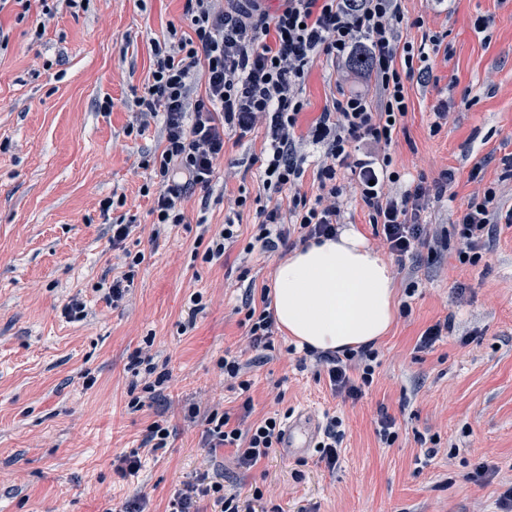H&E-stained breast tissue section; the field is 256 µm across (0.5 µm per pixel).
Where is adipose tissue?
<instances>
[{"label":"adipose tissue","instance_id":"adipose-tissue-1","mask_svg":"<svg viewBox=\"0 0 512 512\" xmlns=\"http://www.w3.org/2000/svg\"><path fill=\"white\" fill-rule=\"evenodd\" d=\"M269 297L280 330L319 351L372 343L396 314L389 265L353 228L280 261Z\"/></svg>","mask_w":512,"mask_h":512}]
</instances>
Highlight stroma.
<instances>
[{
  "label": "stroma",
  "mask_w": 512,
  "mask_h": 512,
  "mask_svg": "<svg viewBox=\"0 0 512 512\" xmlns=\"http://www.w3.org/2000/svg\"><path fill=\"white\" fill-rule=\"evenodd\" d=\"M408 19L401 39L441 44L425 62L424 81H409V110L391 147L403 183L449 171L454 181L429 202L431 224H451L484 188L496 187L502 210H512V0H401ZM184 0H88L43 16L33 0L24 19L0 10L8 33L0 52V512H120L135 498L146 512H166L175 490L196 474L223 477L241 495H271L256 512H497L512 486V224H499L476 266L454 251L433 260L388 256L401 267L393 278L396 316L375 345L374 380L356 400L334 395L314 367L298 370L277 333L273 356L257 359L243 339L237 286L248 267L256 288L271 286L280 254L243 248L255 210L240 217L242 236L223 261L193 260L196 223L220 229L240 192L262 185L244 162L264 148L262 130L243 143L224 137V159L209 197L184 203L186 221L151 240V197L141 192L150 172L142 160L161 151L156 127L126 136L128 106L141 92L152 63V43L169 25L187 31ZM485 17L486 31L474 29ZM42 39H34L37 26ZM350 85L332 64L317 60L303 96L300 131L334 94ZM112 109L100 111L104 100ZM448 104L453 119L431 133L432 114ZM479 179H472L473 168ZM119 204L102 213L101 200ZM133 221L127 241L143 252L129 295L119 306L105 296L124 271L112 250L113 220ZM205 308L182 331L192 293ZM86 305L80 321L65 319L70 299ZM453 316L447 336L418 350L421 334ZM152 340L158 372L169 378L140 410L128 406L130 360ZM247 362L248 397L255 417L330 412L344 420L335 469L318 463L315 449L277 448L250 470L233 449L210 452L205 443L210 407L239 416L244 396L228 389L217 362ZM396 420L398 438L380 442L381 414ZM168 426L166 447L143 452L137 476L120 460L140 449L148 425ZM437 437L426 457L419 437Z\"/></svg>",
  "instance_id": "stroma-1"
}]
</instances>
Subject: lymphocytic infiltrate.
Here are the masks:
<instances>
[{
  "mask_svg": "<svg viewBox=\"0 0 512 512\" xmlns=\"http://www.w3.org/2000/svg\"><path fill=\"white\" fill-rule=\"evenodd\" d=\"M262 2L185 0L190 34L172 27L166 39L152 45L150 75L133 100L132 121L125 129L130 135L158 125L164 144L161 153L144 162L153 173L152 240H159L167 226L184 223L185 198L198 191L212 193L225 131L242 140L261 126L265 147L248 164L255 167L267 202L256 208L259 222L245 253H285L314 239L336 238L345 214L339 182L344 174L359 190L375 237L397 259L432 257L452 244L461 264L478 265L495 224L512 223V211H501L495 188L467 203L452 233H440L423 222L422 214L430 197L447 192L452 173L441 172L432 181L422 176L403 188L393 167L390 148L408 113L406 84L416 75L415 61L427 59L424 47L398 35L406 24L398 0H280L273 12ZM360 50L370 60L375 97L358 91L339 94L307 133H298L311 66L320 58L346 64ZM309 145L320 152L312 197L300 190ZM285 192L290 198L283 206L278 197ZM248 202L246 194H239L232 217L220 230L198 222L195 242L204 248L202 262L220 261L237 242L240 227L234 217ZM131 232L128 224L112 226V248L121 252L126 266L107 294L115 305L125 300L145 260L144 253L127 250ZM241 324L249 348L274 351L276 320L269 307L246 300ZM377 357L365 345L318 352L314 361L335 395L357 399L373 382ZM242 409L243 416L236 419L212 410L206 441L213 451L233 449L239 467L250 469L282 444L285 426L276 417L247 421L251 400H244ZM263 498L261 488L244 498L204 472L175 491L168 512H199L204 499L218 512H252Z\"/></svg>",
  "mask_w": 512,
  "mask_h": 512,
  "instance_id": "lymphocytic-infiltrate-1",
  "label": "lymphocytic infiltrate"
}]
</instances>
